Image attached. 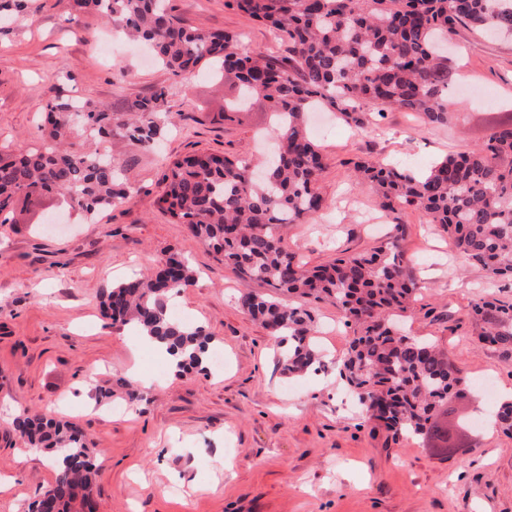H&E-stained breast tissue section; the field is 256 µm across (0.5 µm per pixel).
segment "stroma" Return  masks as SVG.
Segmentation results:
<instances>
[{
	"mask_svg": "<svg viewBox=\"0 0 512 512\" xmlns=\"http://www.w3.org/2000/svg\"><path fill=\"white\" fill-rule=\"evenodd\" d=\"M171 5L191 26L244 33L247 48L273 42L268 27L225 0ZM112 33L64 0H30L26 12L0 21V147L40 139L41 108L54 87L117 113L126 99L165 90L171 128L158 151L113 132L108 150L133 187L122 207L53 227L43 222L59 210L50 195L0 224V478L12 483L0 492V512H22L55 478L50 453L19 459L10 423L17 410L58 416L82 431L99 473V512H512V436L484 424L459 430L455 450L432 448L368 421L346 387L329 382L351 339L332 302L310 305L325 369L283 374L273 336L237 302L247 283L157 204L174 159L265 152L269 112L254 103L225 119L228 88L208 69L174 76ZM449 66L456 95L448 125L393 111L359 131L332 113H310L309 133L327 162L318 183L327 208L316 221L288 225L283 237L311 265L398 242L421 284L407 332L447 350L473 382L488 377L497 387L492 398L473 385L465 399L449 401L455 420L496 410L512 388V362L479 343L468 317L479 298L512 300V285L463 263L420 212L383 210L373 189L349 178L365 158L426 169L512 119V39L458 28ZM60 73L67 82L57 83ZM171 252L198 273L177 299L180 315L205 326L223 367L171 375L160 352L102 316L105 288L151 272ZM134 362L152 388L129 376ZM112 406L120 414L107 415Z\"/></svg>",
	"mask_w": 512,
	"mask_h": 512,
	"instance_id": "35a3bbf8",
	"label": "stroma"
}]
</instances>
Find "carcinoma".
I'll return each instance as SVG.
<instances>
[{
	"instance_id": "1",
	"label": "carcinoma",
	"mask_w": 512,
	"mask_h": 512,
	"mask_svg": "<svg viewBox=\"0 0 512 512\" xmlns=\"http://www.w3.org/2000/svg\"><path fill=\"white\" fill-rule=\"evenodd\" d=\"M75 11H94L129 37L149 44L173 75L203 66L224 73L273 112L272 136L279 152L264 179L252 164L224 155L197 154L170 163L161 208L193 238L224 257L244 280L265 291H247L240 304L281 337L284 369L317 371L323 363L305 304L329 299L354 326L342 372L368 416L397 436L424 438L435 410L470 380L430 342L405 334L404 316L419 283L396 243L336 257L309 267L288 251L283 224L314 219L323 208L316 191L326 165L305 128L307 111L320 105L362 130L363 101L378 113L407 112L429 125L451 118L448 56L442 39L459 25L487 36H512V0H229L237 11L268 26L284 50H246L241 35L206 31L184 22L169 0H68ZM165 90L128 100L121 121L103 103L55 93L39 144L0 156V224L9 220L17 196L58 193L74 211L92 215L123 205L130 189L118 165L70 141L81 125L93 138L116 129L139 146L162 135ZM353 176L370 183L387 211L411 207L439 225L466 262L498 278L512 277V124L500 125L480 146L450 154L425 172L364 159ZM188 260L170 256L151 275L131 276L101 295L103 314L166 345L179 368L211 357L214 337L204 326L172 315V297L192 286ZM300 299L286 305L279 294ZM481 325L478 340L512 357V301L480 299L471 307ZM31 448L54 457L55 480L45 490L57 512H82L93 497L97 469L93 449L67 421L32 417L13 420Z\"/></svg>"
}]
</instances>
